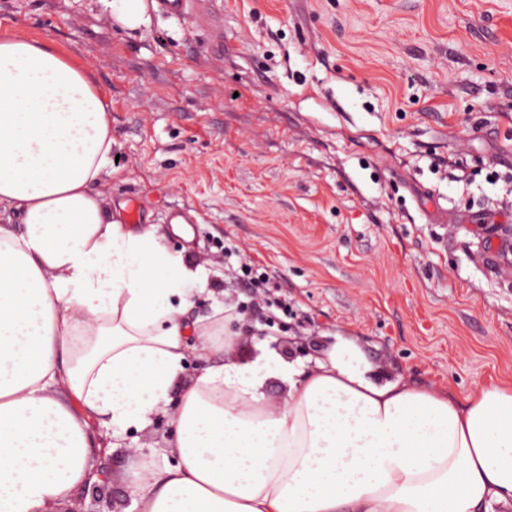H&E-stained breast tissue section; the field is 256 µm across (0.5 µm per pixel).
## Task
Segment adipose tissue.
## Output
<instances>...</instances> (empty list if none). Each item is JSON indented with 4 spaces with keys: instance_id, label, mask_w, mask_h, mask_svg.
I'll use <instances>...</instances> for the list:
<instances>
[{
    "instance_id": "adipose-tissue-1",
    "label": "adipose tissue",
    "mask_w": 512,
    "mask_h": 512,
    "mask_svg": "<svg viewBox=\"0 0 512 512\" xmlns=\"http://www.w3.org/2000/svg\"><path fill=\"white\" fill-rule=\"evenodd\" d=\"M109 109L51 45L0 36V512H57L91 482L97 427L148 426L175 387L172 438L127 474L131 512L512 505V383L462 398L382 383L346 340L243 365L223 307L188 320L206 272L93 190ZM191 349L205 364L182 387ZM273 377L283 400L265 394Z\"/></svg>"
}]
</instances>
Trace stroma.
Masks as SVG:
<instances>
[{
	"label": "stroma",
	"mask_w": 512,
	"mask_h": 512,
	"mask_svg": "<svg viewBox=\"0 0 512 512\" xmlns=\"http://www.w3.org/2000/svg\"><path fill=\"white\" fill-rule=\"evenodd\" d=\"M6 33L92 74L117 156L95 193L207 270L189 316L234 306L238 362L264 329L293 360L352 340L380 382L512 381V277L485 233L512 217V0H192L133 33L110 0H0ZM172 432L160 414L96 453L110 480L69 512H128L135 451Z\"/></svg>",
	"instance_id": "1"
}]
</instances>
